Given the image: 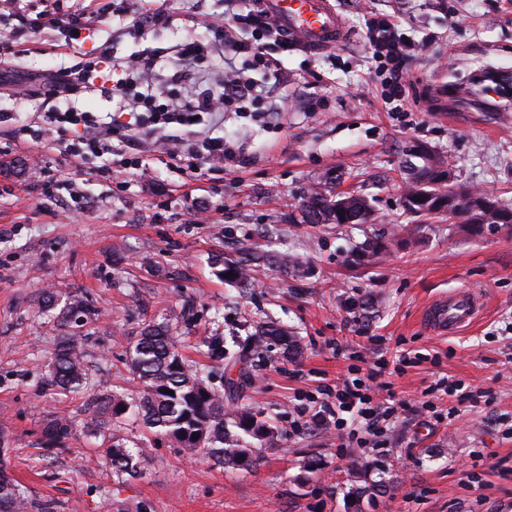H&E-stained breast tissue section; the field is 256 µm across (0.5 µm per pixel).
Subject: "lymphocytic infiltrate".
<instances>
[{"label":"lymphocytic infiltrate","instance_id":"f902f5d3","mask_svg":"<svg viewBox=\"0 0 512 512\" xmlns=\"http://www.w3.org/2000/svg\"><path fill=\"white\" fill-rule=\"evenodd\" d=\"M91 14L39 12L22 30L0 32V71L10 69L15 45L22 33L46 28L67 32L82 30ZM368 40L376 72L384 76V102L394 111L405 109L403 79L407 64L422 50V42L400 32L391 16L374 14L366 20ZM214 37H189L176 45L171 72L158 81L159 49L145 48L124 62L125 78L112 86V94L129 110L130 121L113 114L102 123L90 112L67 106L66 101L90 88L96 66L81 61L46 78L38 96L43 112L37 127L24 134L35 143H51L60 154L80 160L87 156H125L136 150L149 153V139L164 143L166 157L198 174L205 166H226L242 161V148L234 140L215 134L210 124L197 125L227 112L271 123L288 104V76L281 60L268 52L270 43L289 47L276 23L254 8L249 0H224V22L213 27ZM224 50V75L208 78L207 62L216 48ZM318 406L299 407L322 425L335 429L344 447H366L384 431L395 415V396L378 400L372 388L359 378H346L336 387H324Z\"/></svg>","mask_w":512,"mask_h":512}]
</instances>
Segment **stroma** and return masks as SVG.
Wrapping results in <instances>:
<instances>
[{"label":"stroma","instance_id":"35a3bbf8","mask_svg":"<svg viewBox=\"0 0 512 512\" xmlns=\"http://www.w3.org/2000/svg\"><path fill=\"white\" fill-rule=\"evenodd\" d=\"M348 32L327 53H281L291 96L277 125L233 115L226 136L245 162L202 178L152 160L124 181L101 176L103 159L65 163L56 150L9 143L0 153V436L10 469L34 506L50 512H512V234L472 236L447 214L403 206L406 170L426 153L452 180L512 205V109L468 106L444 113L437 83L468 93V76L512 69V0H335ZM165 24L133 30L105 14L77 40L45 29L35 48L19 45L9 83L0 86V131L37 124L32 92L44 76L78 58L99 63L102 84L122 73L113 59L147 47L169 51L190 35H209L224 0H164ZM399 16L426 50L409 67V109L388 111L373 61L367 13ZM317 102L309 110L308 102ZM316 184L368 196L366 224H306L301 203ZM405 225L406 243L378 263L347 264L366 238ZM285 251L295 276L257 267L244 288L219 276L212 255L240 260L246 250ZM123 262H115V251ZM92 301L81 329L91 394L47 384L62 333L42 313L45 289ZM479 288L478 319L439 335L420 321L432 299ZM361 301L349 310L347 299ZM190 309L176 334L189 364L210 359L206 336H243L260 322L292 328L302 349L286 358L270 345L254 366L241 405L267 412L279 434L258 450L250 471L224 468L142 422L115 428L124 443L148 444L142 474L113 472L99 440L85 436L92 395L135 394L127 350L145 322ZM372 375L403 408L375 448H343L335 430L295 426L298 401L338 377ZM459 382L457 396L423 410L427 388ZM70 415L76 432L64 449L34 445L44 419ZM317 469L308 470L307 461Z\"/></svg>","mask_w":512,"mask_h":512}]
</instances>
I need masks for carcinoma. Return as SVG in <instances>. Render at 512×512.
I'll return each mask as SVG.
<instances>
[{"label":"carcinoma","instance_id":"carcinoma-1","mask_svg":"<svg viewBox=\"0 0 512 512\" xmlns=\"http://www.w3.org/2000/svg\"><path fill=\"white\" fill-rule=\"evenodd\" d=\"M443 177L444 172L433 163L417 168L406 182L404 207L428 213L447 210L448 217H453L455 210L448 209V198L465 189L443 183ZM301 212L306 224H360L369 219L372 208L362 195L333 194L317 185L304 197ZM398 241L396 233L390 238H368L351 251L347 262H374ZM214 264L222 267L223 274L233 273L229 277L232 282L244 284L250 280V269L245 264L226 262L222 255L215 256ZM40 308L59 310L58 318L65 326L81 323L94 313L88 300L73 296L61 305L51 290L44 293ZM174 332L169 318L141 328L127 355L129 373L142 386L138 400L130 402L120 392L100 399L84 422V434L95 439L104 437L108 426L133 414L156 437L176 441L189 454H201L238 470L256 468V445L272 441L275 428L264 412L245 406L234 409L231 403L253 382L250 367L264 357L270 342L278 343L284 353L290 354L299 349L297 336L283 325L266 322L254 326L245 337H232L233 351L226 348L224 337L205 336L202 344L212 365L193 369L183 358ZM48 385L71 393H79L88 385L81 339L76 334L64 333L59 337ZM167 389L174 394L165 393ZM73 431L72 418L53 415L43 421L38 444L49 452L64 448ZM8 445L7 440H0V512H26L28 500L22 484L5 473ZM106 454L113 472L133 474L144 457L143 443L130 447L116 440Z\"/></svg>","mask_w":512,"mask_h":512}]
</instances>
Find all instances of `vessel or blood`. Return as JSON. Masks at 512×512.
Masks as SVG:
<instances>
[{"label":"vessel or blood","mask_w":512,"mask_h":512,"mask_svg":"<svg viewBox=\"0 0 512 512\" xmlns=\"http://www.w3.org/2000/svg\"><path fill=\"white\" fill-rule=\"evenodd\" d=\"M260 7L277 22L282 34L304 51L327 52L347 39L331 0H262ZM484 302L480 291L463 288L429 303L423 318L430 330L444 334L473 322Z\"/></svg>","instance_id":"b4317fda"}]
</instances>
